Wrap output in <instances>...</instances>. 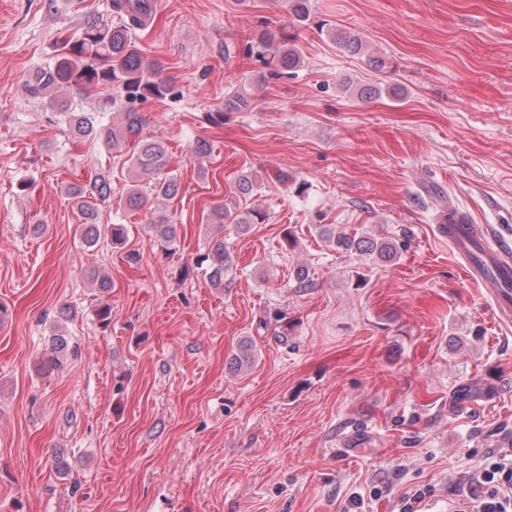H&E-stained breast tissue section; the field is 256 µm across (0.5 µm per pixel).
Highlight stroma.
<instances>
[{
  "label": "stroma",
  "mask_w": 512,
  "mask_h": 512,
  "mask_svg": "<svg viewBox=\"0 0 512 512\" xmlns=\"http://www.w3.org/2000/svg\"><path fill=\"white\" fill-rule=\"evenodd\" d=\"M109 5L0 0V512H396L423 485L425 512H448L449 479L512 439V324L440 230L454 208L512 242V0H310L302 23L287 0H154L138 39L169 91L138 109L182 192L133 214L125 158L50 126L23 88L60 33ZM323 23L360 32L386 66L344 55ZM262 25L296 28L301 67L209 124L263 71L242 54ZM346 80L404 95L364 101ZM106 158L101 221L128 238L90 247L66 189ZM244 174L266 220L220 230L215 288L195 266L219 231L206 216ZM161 215L178 230L169 253L150 228ZM326 227L394 238L399 256L334 251ZM57 326L79 355L46 373ZM251 86V83L247 81L236 85L235 89L224 98V110L207 113V121L214 126H221L224 123V115L227 112L249 111L254 103Z\"/></svg>",
  "instance_id": "35a3bbf8"
}]
</instances>
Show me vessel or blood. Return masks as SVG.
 Wrapping results in <instances>:
<instances>
[{
  "label": "vessel or blood",
  "mask_w": 512,
  "mask_h": 512,
  "mask_svg": "<svg viewBox=\"0 0 512 512\" xmlns=\"http://www.w3.org/2000/svg\"><path fill=\"white\" fill-rule=\"evenodd\" d=\"M448 240L465 260L468 280L484 286L500 322H512V244L489 224L455 221Z\"/></svg>",
  "instance_id": "b4317fda"
}]
</instances>
